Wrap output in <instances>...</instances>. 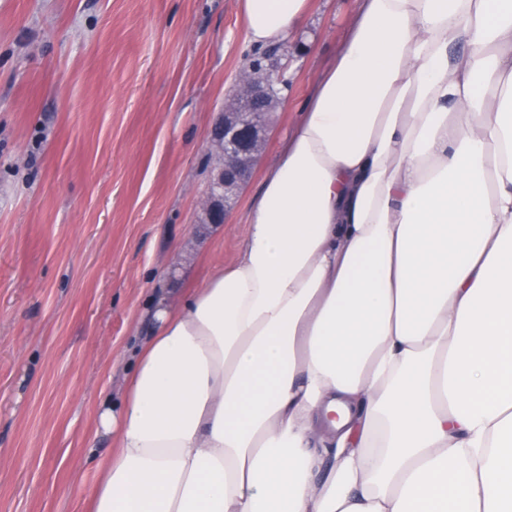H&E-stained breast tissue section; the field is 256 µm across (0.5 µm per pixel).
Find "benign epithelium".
<instances>
[{
  "label": "benign epithelium",
  "mask_w": 512,
  "mask_h": 512,
  "mask_svg": "<svg viewBox=\"0 0 512 512\" xmlns=\"http://www.w3.org/2000/svg\"><path fill=\"white\" fill-rule=\"evenodd\" d=\"M288 57H283L261 77L243 81L224 102V112L211 132L219 164L212 191L202 208L204 224H222L239 191L250 178L255 158L267 140L264 115L275 103L276 84L288 81Z\"/></svg>",
  "instance_id": "1"
}]
</instances>
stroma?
Instances as JSON below:
<instances>
[{
	"mask_svg": "<svg viewBox=\"0 0 512 512\" xmlns=\"http://www.w3.org/2000/svg\"><path fill=\"white\" fill-rule=\"evenodd\" d=\"M361 0H312L288 95L224 223L211 130L257 55L238 0H0V512H83L119 361L216 264Z\"/></svg>",
	"mask_w": 512,
	"mask_h": 512,
	"instance_id": "stroma-1",
	"label": "stroma"
}]
</instances>
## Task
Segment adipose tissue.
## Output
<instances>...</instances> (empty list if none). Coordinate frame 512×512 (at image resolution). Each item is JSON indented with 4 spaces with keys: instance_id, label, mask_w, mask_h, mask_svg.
<instances>
[{
    "instance_id": "obj_1",
    "label": "adipose tissue",
    "mask_w": 512,
    "mask_h": 512,
    "mask_svg": "<svg viewBox=\"0 0 512 512\" xmlns=\"http://www.w3.org/2000/svg\"><path fill=\"white\" fill-rule=\"evenodd\" d=\"M311 0H240L294 44ZM88 512H512V0H363L235 259L156 304Z\"/></svg>"
}]
</instances>
